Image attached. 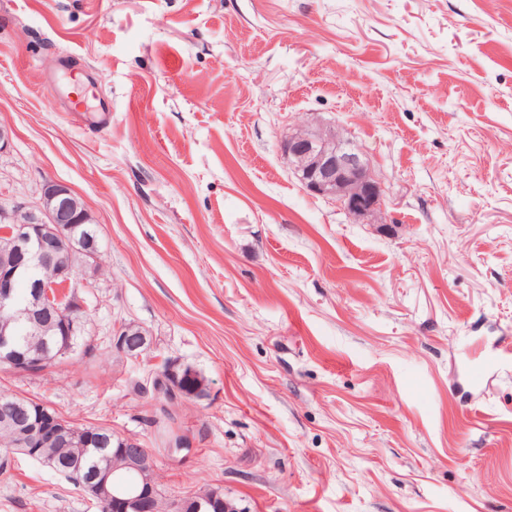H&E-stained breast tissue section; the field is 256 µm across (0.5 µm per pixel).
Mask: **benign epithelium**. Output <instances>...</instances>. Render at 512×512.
Here are the masks:
<instances>
[{
    "mask_svg": "<svg viewBox=\"0 0 512 512\" xmlns=\"http://www.w3.org/2000/svg\"><path fill=\"white\" fill-rule=\"evenodd\" d=\"M295 174L311 193L334 199L348 214L366 217L383 206L380 183L371 171L354 142L341 136L331 124H301L282 142ZM90 214L78 201V195L61 182L49 180L44 184L39 214H27L19 219L5 220L0 208V239L8 247L0 253V360L16 371H26L39 364L35 355L21 356L15 349V320L26 318L36 311L51 312L58 318L61 335L76 334L72 314L84 309V300L76 288L79 279L92 278L99 273L101 253L94 239L76 240L73 228L88 222ZM82 247L85 255L81 271H76L69 259L74 244ZM32 267L50 272V276L34 285L31 300L20 305L15 301L14 288L22 273ZM148 344L147 335L134 338L120 325L115 328L112 346L120 348L125 357L141 356ZM193 369L175 363L169 364L166 375L155 378L156 395L168 401L178 399L179 383L192 376ZM26 431L21 433L13 448L16 454L27 455L34 441L45 434L43 422L33 419L26 410L20 411ZM114 455L126 460L139 475L135 488L112 493L110 471L99 469L83 491L97 498L109 512H155L160 484L157 480L151 454L133 438Z\"/></svg>",
    "mask_w": 512,
    "mask_h": 512,
    "instance_id": "benign-epithelium-1",
    "label": "benign epithelium"
}]
</instances>
